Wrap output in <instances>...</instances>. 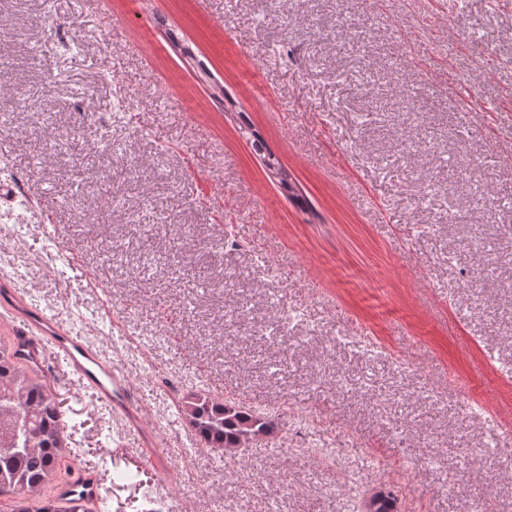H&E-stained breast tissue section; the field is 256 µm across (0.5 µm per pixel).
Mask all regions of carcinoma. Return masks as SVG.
<instances>
[{
    "label": "carcinoma",
    "instance_id": "1",
    "mask_svg": "<svg viewBox=\"0 0 512 512\" xmlns=\"http://www.w3.org/2000/svg\"><path fill=\"white\" fill-rule=\"evenodd\" d=\"M240 130L252 137L255 152L278 164L244 117ZM178 410L207 448H237L275 432L273 421L235 402L190 394ZM67 451L62 400L45 377L0 350V490L11 491L10 512H59L41 492Z\"/></svg>",
    "mask_w": 512,
    "mask_h": 512
}]
</instances>
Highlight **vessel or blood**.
Here are the masks:
<instances>
[{
  "instance_id": "b4317fda",
  "label": "vessel or blood",
  "mask_w": 512,
  "mask_h": 512,
  "mask_svg": "<svg viewBox=\"0 0 512 512\" xmlns=\"http://www.w3.org/2000/svg\"><path fill=\"white\" fill-rule=\"evenodd\" d=\"M0 316L13 319V341L21 356L41 364L45 353L65 360L70 373L130 428L143 427V410L135 399L127 376L87 337L63 328L54 317L40 310L11 280L0 281ZM102 472L78 466L58 483L53 495L62 508L80 504L98 507Z\"/></svg>"
}]
</instances>
